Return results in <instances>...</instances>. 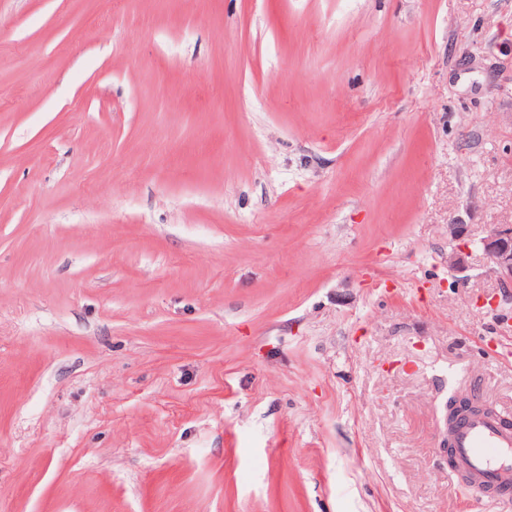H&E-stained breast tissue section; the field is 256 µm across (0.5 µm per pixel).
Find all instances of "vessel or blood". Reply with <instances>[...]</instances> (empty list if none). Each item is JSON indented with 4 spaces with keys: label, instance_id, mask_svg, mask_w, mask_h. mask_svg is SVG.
I'll return each mask as SVG.
<instances>
[{
    "label": "vessel or blood",
    "instance_id": "vessel-or-blood-1",
    "mask_svg": "<svg viewBox=\"0 0 512 512\" xmlns=\"http://www.w3.org/2000/svg\"><path fill=\"white\" fill-rule=\"evenodd\" d=\"M448 437L459 467L475 477V495L489 488L504 495L512 493L511 427L499 417L466 412L449 423Z\"/></svg>",
    "mask_w": 512,
    "mask_h": 512
}]
</instances>
